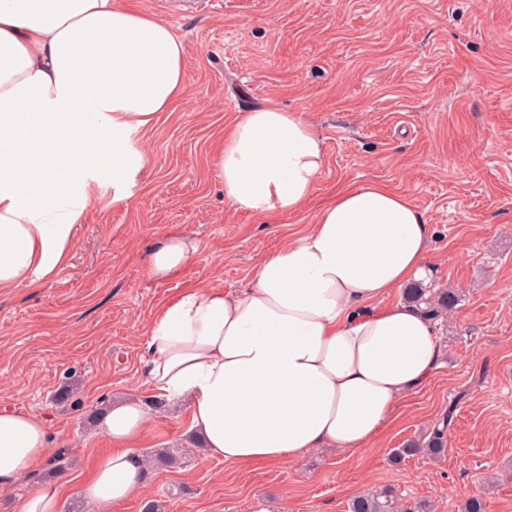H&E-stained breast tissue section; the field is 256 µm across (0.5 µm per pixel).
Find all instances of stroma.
<instances>
[{"label":"stroma","mask_w":512,"mask_h":512,"mask_svg":"<svg viewBox=\"0 0 512 512\" xmlns=\"http://www.w3.org/2000/svg\"><path fill=\"white\" fill-rule=\"evenodd\" d=\"M185 46L186 91L131 133L147 164L116 204L111 174L92 182L67 265L50 279L0 290V409L45 417L64 455L0 489L18 512L43 485L75 482L107 448L90 418L129 392L151 402L146 326L188 288L247 287L267 252L315 223L347 183L407 195L430 226L426 296L456 305L435 321L441 366L403 399L372 446L330 448L273 467L240 469L197 452L188 404L157 421L186 461L149 471L118 512H348L392 488L402 504L512 512V0H137ZM273 103L320 131L325 161L312 198L292 213L231 207L216 166L245 109ZM185 238L189 262L151 278L152 251ZM442 429L441 459L390 460Z\"/></svg>","instance_id":"35a3bbf8"}]
</instances>
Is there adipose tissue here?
I'll list each match as a JSON object with an SVG mask.
<instances>
[{"label":"adipose tissue","instance_id":"obj_1","mask_svg":"<svg viewBox=\"0 0 512 512\" xmlns=\"http://www.w3.org/2000/svg\"><path fill=\"white\" fill-rule=\"evenodd\" d=\"M186 88L184 45L118 0H0V288L56 275L93 202L87 173L113 183L146 159L127 148ZM324 163L317 129L267 103L240 113L217 167L224 200L255 214L294 212ZM429 226L402 193L342 187L316 224L256 264L248 288H190L148 328L155 399L188 400L205 454L239 466L292 463L318 448L368 446L410 392L439 368L432 320L393 291L428 273ZM191 252L166 237L148 273L166 279ZM111 443L76 497L99 512L141 486L137 450L154 434L141 397L97 423ZM39 416L0 411V488L46 457Z\"/></svg>","mask_w":512,"mask_h":512}]
</instances>
